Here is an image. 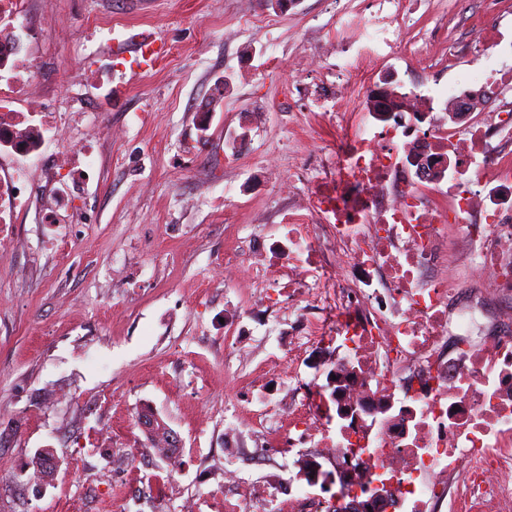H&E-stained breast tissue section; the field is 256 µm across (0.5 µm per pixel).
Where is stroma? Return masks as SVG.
<instances>
[{
    "instance_id": "35a3bbf8",
    "label": "stroma",
    "mask_w": 512,
    "mask_h": 512,
    "mask_svg": "<svg viewBox=\"0 0 512 512\" xmlns=\"http://www.w3.org/2000/svg\"><path fill=\"white\" fill-rule=\"evenodd\" d=\"M331 0H42L47 21L34 38L41 69L30 96L52 95L72 147L98 136L97 166L75 203L73 224H46L56 199L41 170L39 202L18 215L21 246L0 259V512H224L242 485L267 489L311 459L255 431L228 438L224 422L250 409V389L272 390L270 429L288 423L285 381L266 372L288 346V324L252 320L245 293L224 285V265L246 234L268 239L288 210V162L323 159L336 123L310 122L291 99L298 62L336 61ZM490 0H420L418 39L451 47L446 81L479 89L480 26ZM98 20L148 32L155 68L112 56ZM112 66L102 80L79 78L83 57ZM230 90L215 97L221 77ZM106 112L118 139L92 119ZM208 122H200L201 112ZM246 129L238 154L226 132ZM249 335L254 359L238 366L233 344ZM155 409L182 440L170 469L136 427ZM52 449V483H33L30 459Z\"/></svg>"
}]
</instances>
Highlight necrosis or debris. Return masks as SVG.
<instances>
[{"instance_id":"4bbe7bcc","label":"necrosis or debris","mask_w":512,"mask_h":512,"mask_svg":"<svg viewBox=\"0 0 512 512\" xmlns=\"http://www.w3.org/2000/svg\"><path fill=\"white\" fill-rule=\"evenodd\" d=\"M334 2L337 27L359 36L341 38L335 69L315 55L299 68L330 78L315 107L336 119V163L294 193L249 295L295 301L301 344L336 353L337 384L295 380L287 444L334 468L323 512L379 494L383 512H512V71L484 79L493 120L448 125L434 46L412 48L404 0H373L366 17ZM42 22L40 0H0V226L29 203L43 158L58 209L93 167V142L74 150L49 99L23 97ZM376 46L415 49L420 75L361 84ZM385 98L398 110L383 119ZM417 141L427 179L408 158Z\"/></svg>"}]
</instances>
